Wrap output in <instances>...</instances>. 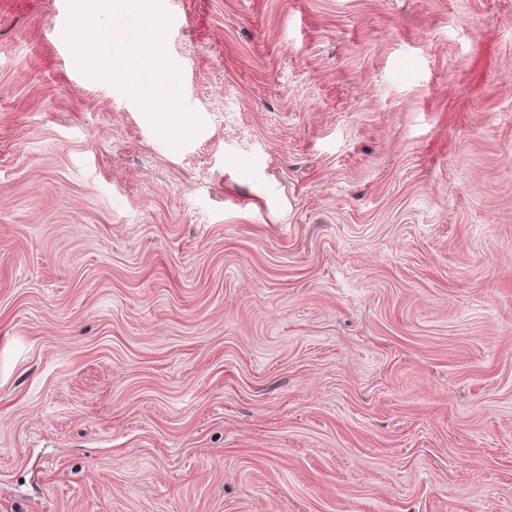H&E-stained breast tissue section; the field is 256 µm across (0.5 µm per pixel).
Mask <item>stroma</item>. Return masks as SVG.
<instances>
[{"label": "stroma", "instance_id": "1", "mask_svg": "<svg viewBox=\"0 0 512 512\" xmlns=\"http://www.w3.org/2000/svg\"><path fill=\"white\" fill-rule=\"evenodd\" d=\"M179 2L0 0V512H512V0Z\"/></svg>", "mask_w": 512, "mask_h": 512}]
</instances>
